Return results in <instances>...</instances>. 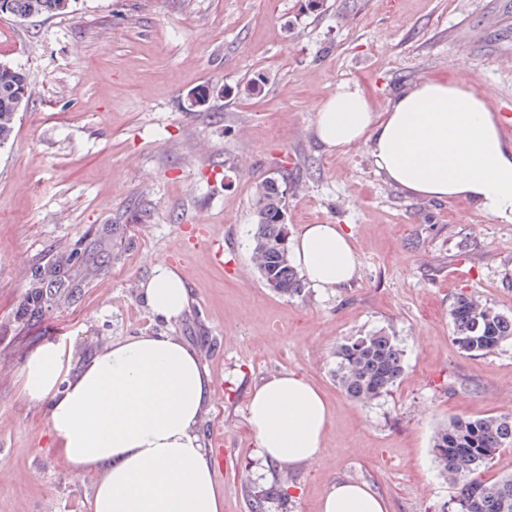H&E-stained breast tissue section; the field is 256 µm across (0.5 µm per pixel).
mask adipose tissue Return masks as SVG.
Segmentation results:
<instances>
[{"label":"adipose tissue","instance_id":"adipose-tissue-1","mask_svg":"<svg viewBox=\"0 0 512 512\" xmlns=\"http://www.w3.org/2000/svg\"><path fill=\"white\" fill-rule=\"evenodd\" d=\"M314 135L343 154L366 144L377 173L404 192L448 201L470 199L484 215L512 222V144L479 93L429 80L391 98L386 112L348 84L316 106ZM291 256L309 286L335 289L355 277L350 237L335 224H307ZM154 316L171 322L188 304L181 275L156 264L142 282ZM23 390L50 399V424L75 470L102 477L90 512H223L210 451L197 431L213 388L196 352L165 333L108 345L72 378L63 352L37 349L23 370ZM247 421L265 463L297 466L319 456L329 422L322 393L292 372L254 387ZM321 512H386L367 484H331Z\"/></svg>","mask_w":512,"mask_h":512}]
</instances>
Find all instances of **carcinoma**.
I'll use <instances>...</instances> for the list:
<instances>
[{
  "mask_svg": "<svg viewBox=\"0 0 512 512\" xmlns=\"http://www.w3.org/2000/svg\"><path fill=\"white\" fill-rule=\"evenodd\" d=\"M75 0H0V13L27 19L66 14ZM30 98L24 68L0 61V146L11 139L17 112ZM288 175L260 184L255 206L251 258L270 291L299 297L304 279L291 264L282 242L284 189ZM45 280L30 284L23 312L41 307ZM453 340L464 352L486 354L512 342V316L470 296L458 297L450 310ZM336 380L351 399L370 403L388 393L403 373L404 349L398 338L376 331L348 338L336 345ZM512 447V414L483 418L454 417L433 440V456L440 471L457 486L443 512H512V477L496 482L482 473L504 448Z\"/></svg>",
  "mask_w": 512,
  "mask_h": 512,
  "instance_id": "obj_1",
  "label": "carcinoma"
}]
</instances>
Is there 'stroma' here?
Returning a JSON list of instances; mask_svg holds the SVG:
<instances>
[{
	"mask_svg": "<svg viewBox=\"0 0 512 512\" xmlns=\"http://www.w3.org/2000/svg\"><path fill=\"white\" fill-rule=\"evenodd\" d=\"M0 60L31 98L0 147V512H88L100 479L75 471L50 405L22 389L39 347L78 371L112 342L166 331L193 348L220 397L199 432L224 512H320L336 480L367 483L388 512H440L454 488L433 454L455 416L512 413V345L485 355L453 340L458 296L512 315V223L465 198L410 196L378 175L366 145L343 155L314 137L315 106L343 83L374 111L431 80L461 83L512 113V0H75L70 13L0 14ZM262 79L260 94L237 88ZM206 106L189 97L203 88ZM298 180L287 224H336L358 260L351 286L271 292L251 262L256 189ZM208 243H201L202 234ZM188 291L167 324L140 284L154 263ZM57 274L41 309L21 304ZM383 329L404 372L363 404L336 383L337 343ZM295 372L330 411L319 457L260 465L247 417L253 386Z\"/></svg>",
	"mask_w": 512,
	"mask_h": 512,
	"instance_id": "35a3bbf8",
	"label": "stroma"
}]
</instances>
